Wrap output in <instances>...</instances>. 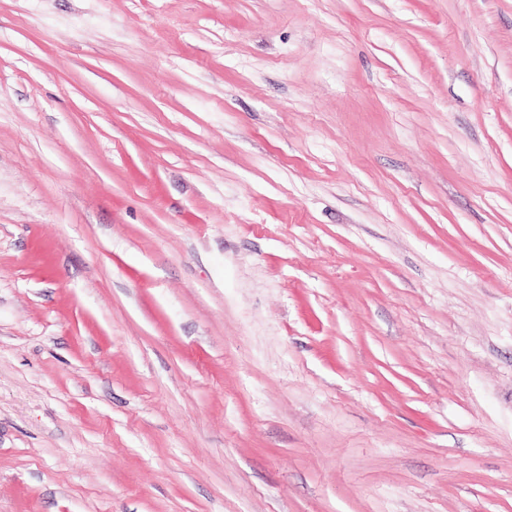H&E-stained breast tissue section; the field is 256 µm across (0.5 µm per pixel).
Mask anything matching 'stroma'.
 <instances>
[{"label":"stroma","mask_w":512,"mask_h":512,"mask_svg":"<svg viewBox=\"0 0 512 512\" xmlns=\"http://www.w3.org/2000/svg\"><path fill=\"white\" fill-rule=\"evenodd\" d=\"M0 512H512V0H0Z\"/></svg>","instance_id":"1"}]
</instances>
